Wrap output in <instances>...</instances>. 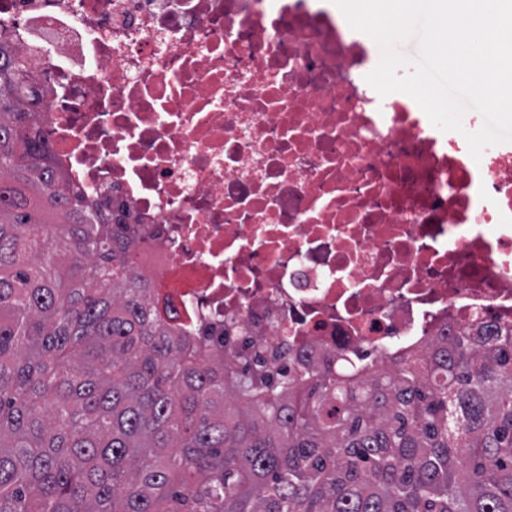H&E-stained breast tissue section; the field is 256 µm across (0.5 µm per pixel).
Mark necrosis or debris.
Segmentation results:
<instances>
[{
  "instance_id": "necrosis-or-debris-1",
  "label": "necrosis or debris",
  "mask_w": 512,
  "mask_h": 512,
  "mask_svg": "<svg viewBox=\"0 0 512 512\" xmlns=\"http://www.w3.org/2000/svg\"><path fill=\"white\" fill-rule=\"evenodd\" d=\"M0 35L69 188L227 375L512 326V150L373 92L312 0H0Z\"/></svg>"
}]
</instances>
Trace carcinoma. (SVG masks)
Segmentation results:
<instances>
[{"label":"carcinoma","instance_id":"carcinoma-1","mask_svg":"<svg viewBox=\"0 0 512 512\" xmlns=\"http://www.w3.org/2000/svg\"><path fill=\"white\" fill-rule=\"evenodd\" d=\"M0 48V512H512V326L298 379L172 336Z\"/></svg>","mask_w":512,"mask_h":512}]
</instances>
